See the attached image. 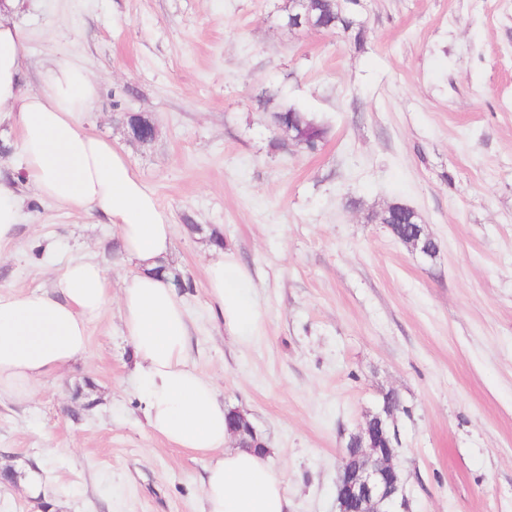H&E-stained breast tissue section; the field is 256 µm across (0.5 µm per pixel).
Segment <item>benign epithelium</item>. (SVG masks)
<instances>
[{"label":"benign epithelium","instance_id":"7a95c632","mask_svg":"<svg viewBox=\"0 0 512 512\" xmlns=\"http://www.w3.org/2000/svg\"><path fill=\"white\" fill-rule=\"evenodd\" d=\"M308 2L289 0V16L294 21L289 29L302 30V22L308 20ZM125 134L130 142L145 145L156 139L157 127L144 128L132 123L125 127ZM432 242L433 238L422 226L406 240V244L423 257L432 255ZM394 421V413L387 411L349 435L336 481L339 512H391L402 494L401 471L394 463V441L397 440L396 431L391 429ZM230 432L247 447L261 445L243 417Z\"/></svg>","mask_w":512,"mask_h":512}]
</instances>
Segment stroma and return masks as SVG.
Wrapping results in <instances>:
<instances>
[{"label": "stroma", "mask_w": 512, "mask_h": 512, "mask_svg": "<svg viewBox=\"0 0 512 512\" xmlns=\"http://www.w3.org/2000/svg\"><path fill=\"white\" fill-rule=\"evenodd\" d=\"M287 7L23 0L25 86L71 61L96 82L88 125L174 226L193 364L264 436L292 512H338L343 445L389 391L409 512H512V0H362L359 47L290 31ZM284 106L328 126L319 150L273 148L268 115ZM125 113L154 119L151 145L127 140ZM0 145L22 211L0 293L50 287L91 257L114 299L85 359L27 402L0 398V469L35 465L42 481L38 498L0 483V512H203L207 456L151 434L136 398L117 229L35 200L9 123ZM394 202L419 213L435 258L378 222ZM214 228L263 313L245 339L207 294ZM88 381L85 408L73 393Z\"/></svg>", "instance_id": "1"}]
</instances>
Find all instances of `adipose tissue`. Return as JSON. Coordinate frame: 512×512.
Masks as SVG:
<instances>
[{"instance_id": "obj_1", "label": "adipose tissue", "mask_w": 512, "mask_h": 512, "mask_svg": "<svg viewBox=\"0 0 512 512\" xmlns=\"http://www.w3.org/2000/svg\"><path fill=\"white\" fill-rule=\"evenodd\" d=\"M20 6L21 0H0V123L19 133L36 197L116 226L123 259L135 274L115 299L98 262L71 260L51 290L0 294V395L30 399L42 379L85 356L89 322L118 301L148 429L209 458L203 512H290L286 480L273 472L267 453L225 446L228 409L191 362L192 323L176 286L154 273L172 251L173 225L124 153L89 128L96 84L82 65L65 63L45 70L43 91H23L28 33L14 20ZM206 286L224 328L252 335L261 311L233 253L212 248Z\"/></svg>"}]
</instances>
